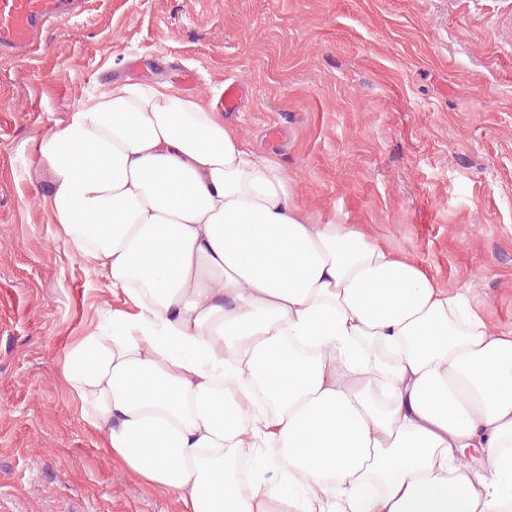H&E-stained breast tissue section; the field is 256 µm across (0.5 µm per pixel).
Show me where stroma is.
Segmentation results:
<instances>
[{
    "label": "stroma",
    "mask_w": 512,
    "mask_h": 512,
    "mask_svg": "<svg viewBox=\"0 0 512 512\" xmlns=\"http://www.w3.org/2000/svg\"><path fill=\"white\" fill-rule=\"evenodd\" d=\"M215 101L298 205L468 290L512 332V0H87L0 58V512H182L81 420L63 349L121 306L57 235L35 141L116 80ZM279 126V142L268 138Z\"/></svg>",
    "instance_id": "stroma-1"
}]
</instances>
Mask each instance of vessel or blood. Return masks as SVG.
<instances>
[{
    "mask_svg": "<svg viewBox=\"0 0 512 512\" xmlns=\"http://www.w3.org/2000/svg\"><path fill=\"white\" fill-rule=\"evenodd\" d=\"M83 3L84 0H0V56L34 55L48 27L81 15ZM248 92V85L240 80L225 82L221 109L239 111Z\"/></svg>",
    "mask_w": 512,
    "mask_h": 512,
    "instance_id": "b4317fda",
    "label": "vessel or blood"
}]
</instances>
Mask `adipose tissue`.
Here are the masks:
<instances>
[{"instance_id":"adipose-tissue-1","label":"adipose tissue","mask_w":512,"mask_h":512,"mask_svg":"<svg viewBox=\"0 0 512 512\" xmlns=\"http://www.w3.org/2000/svg\"><path fill=\"white\" fill-rule=\"evenodd\" d=\"M36 150L59 235L133 305L62 376L183 512H512V333L465 293L314 223L277 159L173 84L104 86ZM248 448L291 494L242 483Z\"/></svg>"}]
</instances>
